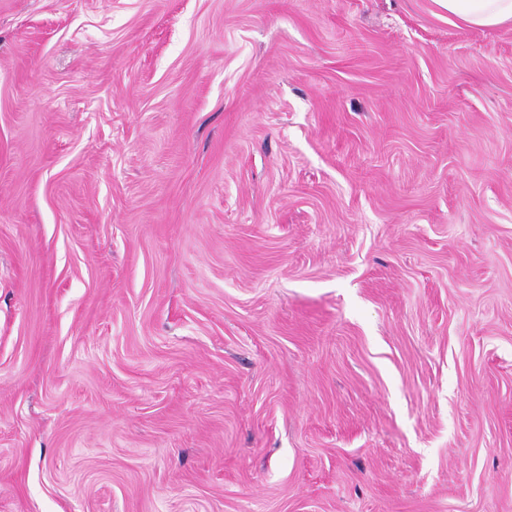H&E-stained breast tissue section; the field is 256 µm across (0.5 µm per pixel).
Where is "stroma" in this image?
Wrapping results in <instances>:
<instances>
[{
  "label": "stroma",
  "mask_w": 512,
  "mask_h": 512,
  "mask_svg": "<svg viewBox=\"0 0 512 512\" xmlns=\"http://www.w3.org/2000/svg\"><path fill=\"white\" fill-rule=\"evenodd\" d=\"M0 512H512V27L0 0Z\"/></svg>",
  "instance_id": "stroma-1"
}]
</instances>
